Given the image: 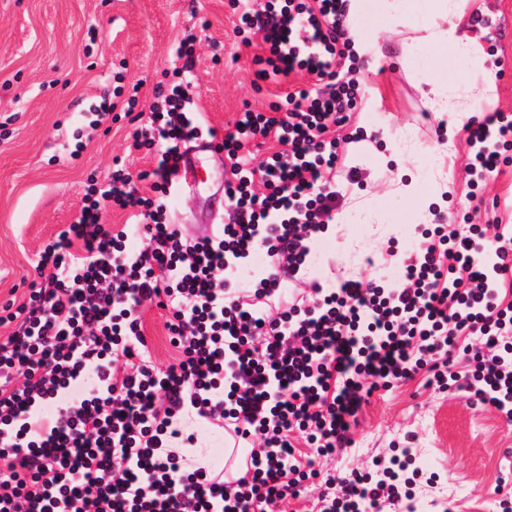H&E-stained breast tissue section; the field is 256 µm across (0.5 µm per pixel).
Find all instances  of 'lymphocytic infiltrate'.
<instances>
[{
  "label": "lymphocytic infiltrate",
  "mask_w": 512,
  "mask_h": 512,
  "mask_svg": "<svg viewBox=\"0 0 512 512\" xmlns=\"http://www.w3.org/2000/svg\"><path fill=\"white\" fill-rule=\"evenodd\" d=\"M235 35L262 33L257 80L293 71L314 88L268 110L240 113L217 148L229 164L228 220L221 234L188 235L167 221L161 198L180 167L182 142L199 138L201 113L187 111L182 68L157 83L131 148L156 156L141 172L142 196L125 168L106 187L89 184L77 219L47 245L28 300L8 312L0 342V512H281L304 481L318 478L291 442L301 433L317 454L350 447L351 421L370 391L418 371L512 421V235L485 247L474 224L423 229L401 263L404 284L342 280L283 301L299 282L317 234L340 193L332 134L358 90L343 71L345 0H241ZM473 185L512 150V117L468 124ZM273 149L253 162L250 143ZM130 209L111 230L102 205ZM141 244L131 248L129 239ZM263 254L253 283L242 279ZM166 309L178 357L157 368L143 332L146 304ZM478 349H459L461 335ZM233 433L250 450L245 476L214 479L187 469L172 446L182 419ZM409 449L377 474L327 478L321 512H415L400 492Z\"/></svg>",
  "instance_id": "lymphocytic-infiltrate-1"
}]
</instances>
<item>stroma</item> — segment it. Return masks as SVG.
<instances>
[{"label":"stroma","mask_w":512,"mask_h":512,"mask_svg":"<svg viewBox=\"0 0 512 512\" xmlns=\"http://www.w3.org/2000/svg\"><path fill=\"white\" fill-rule=\"evenodd\" d=\"M480 4L471 29L483 47L485 68L497 76L496 96L483 110L512 115V0ZM236 20L228 0H0V304L22 302L40 252L75 220L88 181L107 183L114 157L125 158L134 177L154 168L153 155L129 151L134 125L124 116L104 120L80 158L70 157L74 133L85 131L86 112L111 95L115 74L125 83H141L139 107L148 110L155 84L173 67L178 39L192 30V107L221 134L243 108L264 111L286 93L314 86L312 76L298 71L255 87L254 58L263 40L257 35L242 43L233 32ZM408 35L405 29L391 34L384 58L356 63L361 92L336 136L362 134L364 116L378 129H403L406 166L423 181L435 143L448 141V217L480 225L486 246H493L496 225L512 226V157L502 158L481 192H473L468 133L446 140L438 116L429 114L420 93L426 66L401 58L400 43ZM186 149L197 159L195 177L174 184L165 202L173 221L201 236L210 231V216L224 212L229 174L206 138L187 142ZM343 163L356 168L358 179L352 183L337 174L342 198L336 213L344 215L359 192L367 220L352 224L350 237L324 238L307 274L325 286L348 279L397 281L389 241L397 239L401 253L411 252L414 229L425 214L418 204L388 195L390 174L372 155L347 152ZM351 437L354 452L343 457L320 456L298 436L292 443L325 475L368 468L374 456L410 446L415 469L437 478L416 492L421 512H436L440 501L452 512H493L497 499L512 495V422L462 392L429 386L427 373L374 392L358 412Z\"/></svg>","instance_id":"1"}]
</instances>
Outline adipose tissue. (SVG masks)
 Here are the masks:
<instances>
[{
  "label": "adipose tissue",
  "mask_w": 512,
  "mask_h": 512,
  "mask_svg": "<svg viewBox=\"0 0 512 512\" xmlns=\"http://www.w3.org/2000/svg\"><path fill=\"white\" fill-rule=\"evenodd\" d=\"M380 7L390 22L410 27L413 37L404 50L405 58L425 52L430 64L427 83L430 87L428 103L438 115L447 116L446 135H453L462 126L465 117L481 112L484 103L496 91V75L484 71L481 80L472 74L482 55L477 44L458 27L465 10L459 0H379ZM403 152L391 149L380 154L382 164L398 170L392 194L400 202H420L422 207L441 204L448 192V180L434 174L429 183H422L410 174L402 161Z\"/></svg>",
  "instance_id": "ef3b65f1"
}]
</instances>
